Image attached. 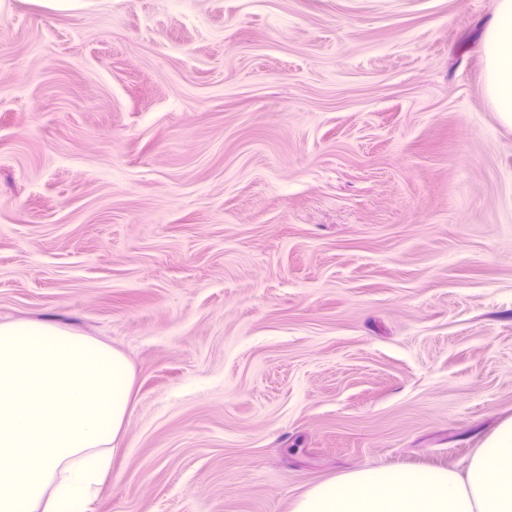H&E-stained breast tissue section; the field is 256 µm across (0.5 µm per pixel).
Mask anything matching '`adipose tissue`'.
<instances>
[{
  "label": "adipose tissue",
  "mask_w": 512,
  "mask_h": 512,
  "mask_svg": "<svg viewBox=\"0 0 512 512\" xmlns=\"http://www.w3.org/2000/svg\"><path fill=\"white\" fill-rule=\"evenodd\" d=\"M493 111L512 114V0L484 32ZM127 357L44 322L0 323V512H91L129 416ZM292 512H512V419L475 451L465 474L357 468L319 482Z\"/></svg>",
  "instance_id": "ef3b65f1"
}]
</instances>
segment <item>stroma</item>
I'll use <instances>...</instances> for the list:
<instances>
[{
	"instance_id": "35a3bbf8",
	"label": "stroma",
	"mask_w": 512,
	"mask_h": 512,
	"mask_svg": "<svg viewBox=\"0 0 512 512\" xmlns=\"http://www.w3.org/2000/svg\"><path fill=\"white\" fill-rule=\"evenodd\" d=\"M496 0L0 11V323L122 352L93 512H292L512 418Z\"/></svg>"
}]
</instances>
